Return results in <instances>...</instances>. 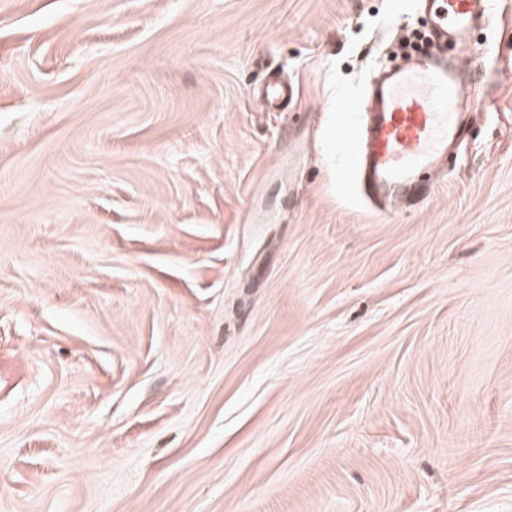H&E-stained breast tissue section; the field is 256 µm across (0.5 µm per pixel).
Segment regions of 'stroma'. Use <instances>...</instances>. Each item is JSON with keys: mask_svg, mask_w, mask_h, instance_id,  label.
<instances>
[{"mask_svg": "<svg viewBox=\"0 0 512 512\" xmlns=\"http://www.w3.org/2000/svg\"><path fill=\"white\" fill-rule=\"evenodd\" d=\"M392 2L0 0V512H512V6L385 214Z\"/></svg>", "mask_w": 512, "mask_h": 512, "instance_id": "stroma-1", "label": "stroma"}]
</instances>
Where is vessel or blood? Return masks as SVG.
<instances>
[{
  "label": "vessel or blood",
  "instance_id": "b4317fda",
  "mask_svg": "<svg viewBox=\"0 0 512 512\" xmlns=\"http://www.w3.org/2000/svg\"><path fill=\"white\" fill-rule=\"evenodd\" d=\"M436 52L370 80L365 103L341 113L336 131L353 147L351 173L381 212L427 200L448 151L466 134L486 91L475 47L476 26H492L499 0H421Z\"/></svg>",
  "mask_w": 512,
  "mask_h": 512
}]
</instances>
